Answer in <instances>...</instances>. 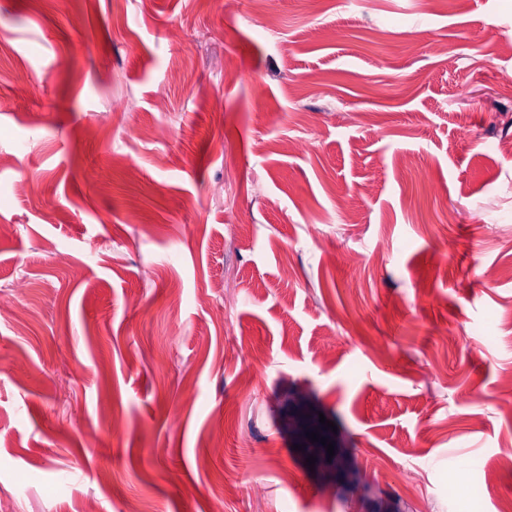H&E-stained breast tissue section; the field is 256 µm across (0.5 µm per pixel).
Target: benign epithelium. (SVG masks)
Masks as SVG:
<instances>
[{
	"label": "benign epithelium",
	"instance_id": "7a95c632",
	"mask_svg": "<svg viewBox=\"0 0 512 512\" xmlns=\"http://www.w3.org/2000/svg\"><path fill=\"white\" fill-rule=\"evenodd\" d=\"M321 408L305 396H294L285 401L281 416L282 429L293 443L302 446L299 455L306 459L316 457L314 471L330 483L341 484L352 476L349 452L343 437L334 433L319 422ZM317 432L334 443L335 455L328 458L325 446L307 439V433Z\"/></svg>",
	"mask_w": 512,
	"mask_h": 512
}]
</instances>
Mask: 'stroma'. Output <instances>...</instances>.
Listing matches in <instances>:
<instances>
[{
    "label": "stroma",
    "instance_id": "stroma-1",
    "mask_svg": "<svg viewBox=\"0 0 512 512\" xmlns=\"http://www.w3.org/2000/svg\"><path fill=\"white\" fill-rule=\"evenodd\" d=\"M269 9L0 0V296L34 313H0V512L512 497V0ZM295 392L358 487L297 457Z\"/></svg>",
    "mask_w": 512,
    "mask_h": 512
}]
</instances>
